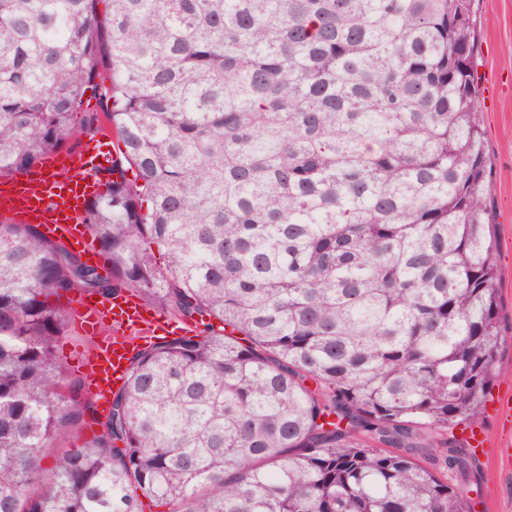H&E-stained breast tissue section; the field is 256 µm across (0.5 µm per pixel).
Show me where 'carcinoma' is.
<instances>
[{
	"label": "carcinoma",
	"instance_id": "1",
	"mask_svg": "<svg viewBox=\"0 0 512 512\" xmlns=\"http://www.w3.org/2000/svg\"><path fill=\"white\" fill-rule=\"evenodd\" d=\"M109 2L0 0V177L119 152L103 265L0 220V512H471L436 436L505 332L475 0ZM124 291L198 333L102 414L48 298Z\"/></svg>",
	"mask_w": 512,
	"mask_h": 512
}]
</instances>
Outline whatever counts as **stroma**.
I'll return each mask as SVG.
<instances>
[{"label": "stroma", "mask_w": 512, "mask_h": 512, "mask_svg": "<svg viewBox=\"0 0 512 512\" xmlns=\"http://www.w3.org/2000/svg\"><path fill=\"white\" fill-rule=\"evenodd\" d=\"M477 82L481 123L492 168L491 207L503 274L500 314L507 325L501 375L484 407L482 452L469 457L458 485L474 512H512V422L497 408L512 400V0H476Z\"/></svg>", "instance_id": "stroma-1"}]
</instances>
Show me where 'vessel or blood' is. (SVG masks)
<instances>
[{
    "label": "vessel or blood",
    "instance_id": "b4317fda",
    "mask_svg": "<svg viewBox=\"0 0 512 512\" xmlns=\"http://www.w3.org/2000/svg\"><path fill=\"white\" fill-rule=\"evenodd\" d=\"M94 158L86 153L65 154L35 169L26 178L0 181V214L44 226L53 236L84 234L85 207L94 193ZM78 315L83 332L97 343L86 358L89 389L99 404L108 403L122 380L132 349L153 339L159 326L156 315L131 296L106 304L80 300ZM114 335L102 341L105 325Z\"/></svg>",
    "mask_w": 512,
    "mask_h": 512
}]
</instances>
